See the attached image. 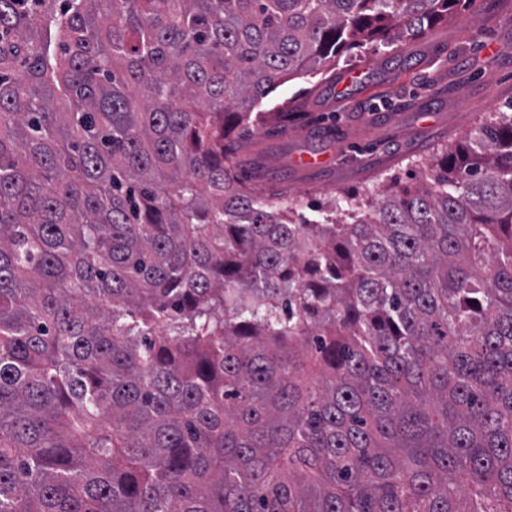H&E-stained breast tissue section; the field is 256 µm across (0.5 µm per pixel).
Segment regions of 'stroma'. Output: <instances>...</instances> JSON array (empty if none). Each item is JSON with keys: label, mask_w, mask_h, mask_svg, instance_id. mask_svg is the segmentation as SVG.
<instances>
[{"label": "stroma", "mask_w": 512, "mask_h": 512, "mask_svg": "<svg viewBox=\"0 0 512 512\" xmlns=\"http://www.w3.org/2000/svg\"><path fill=\"white\" fill-rule=\"evenodd\" d=\"M288 122L235 128L245 183L307 218L342 190H376L416 176L419 162L474 133L512 104V0H474L460 16L400 47L353 49L326 75L270 95ZM320 163L302 167L299 157Z\"/></svg>", "instance_id": "35a3bbf8"}]
</instances>
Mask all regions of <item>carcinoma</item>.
Segmentation results:
<instances>
[{
    "label": "carcinoma",
    "instance_id": "carcinoma-1",
    "mask_svg": "<svg viewBox=\"0 0 512 512\" xmlns=\"http://www.w3.org/2000/svg\"><path fill=\"white\" fill-rule=\"evenodd\" d=\"M470 0H0V512H512V105L311 221L226 140Z\"/></svg>",
    "mask_w": 512,
    "mask_h": 512
}]
</instances>
